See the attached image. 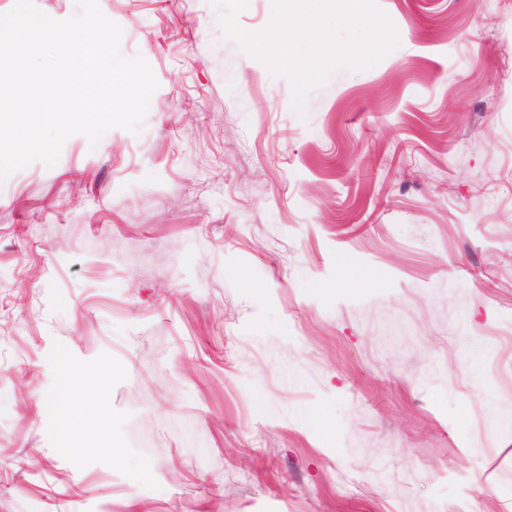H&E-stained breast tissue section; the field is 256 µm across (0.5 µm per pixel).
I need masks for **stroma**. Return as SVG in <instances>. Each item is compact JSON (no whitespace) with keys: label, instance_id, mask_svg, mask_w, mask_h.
I'll list each match as a JSON object with an SVG mask.
<instances>
[{"label":"stroma","instance_id":"1","mask_svg":"<svg viewBox=\"0 0 512 512\" xmlns=\"http://www.w3.org/2000/svg\"><path fill=\"white\" fill-rule=\"evenodd\" d=\"M98 2L158 87L0 182V512H512V0H378L302 118L210 0ZM104 387L89 378L86 372L67 355H61L56 361L55 380L51 392L52 425L59 441L60 450L73 456H84L95 452L112 458H118V451L107 441L89 447L83 436V428L90 416L88 407L97 405V420L105 418L101 400Z\"/></svg>","mask_w":512,"mask_h":512}]
</instances>
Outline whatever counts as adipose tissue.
<instances>
[{"mask_svg":"<svg viewBox=\"0 0 512 512\" xmlns=\"http://www.w3.org/2000/svg\"><path fill=\"white\" fill-rule=\"evenodd\" d=\"M103 396V386L89 378L71 357H58L50 403L53 408L52 425L63 453L78 457L93 452L117 457L118 451L110 442H99L91 447L83 436V429L92 416L88 413L90 405L98 407L94 416L104 418L105 413L99 408Z\"/></svg>","mask_w":512,"mask_h":512,"instance_id":"ef3b65f1","label":"adipose tissue"}]
</instances>
